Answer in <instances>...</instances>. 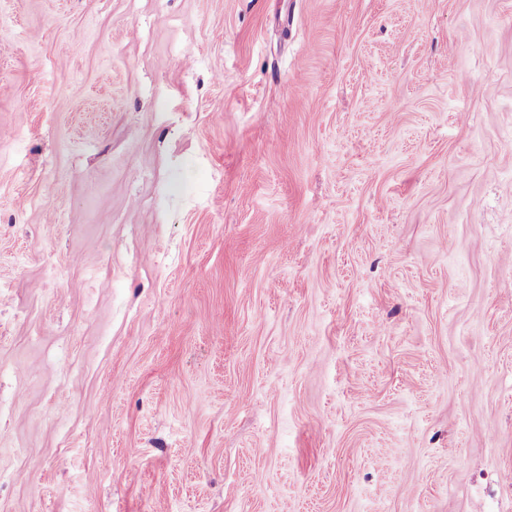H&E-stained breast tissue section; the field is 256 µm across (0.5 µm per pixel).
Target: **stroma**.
I'll list each match as a JSON object with an SVG mask.
<instances>
[{
  "mask_svg": "<svg viewBox=\"0 0 512 512\" xmlns=\"http://www.w3.org/2000/svg\"><path fill=\"white\" fill-rule=\"evenodd\" d=\"M0 512H512V0H0Z\"/></svg>",
  "mask_w": 512,
  "mask_h": 512,
  "instance_id": "obj_1",
  "label": "stroma"
}]
</instances>
